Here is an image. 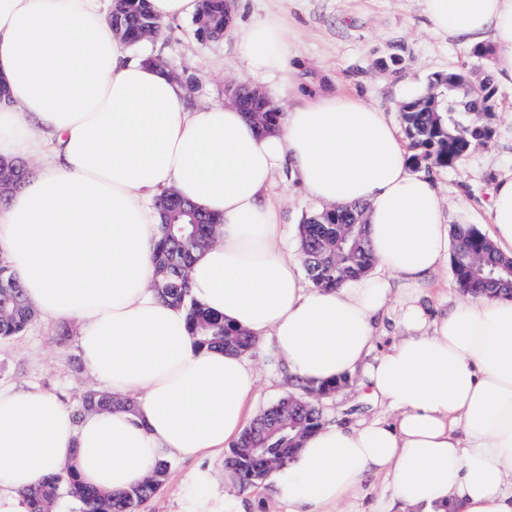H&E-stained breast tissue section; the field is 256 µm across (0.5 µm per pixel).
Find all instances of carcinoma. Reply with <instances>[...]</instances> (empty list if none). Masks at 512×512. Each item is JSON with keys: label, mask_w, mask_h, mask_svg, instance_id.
I'll return each mask as SVG.
<instances>
[{"label": "carcinoma", "mask_w": 512, "mask_h": 512, "mask_svg": "<svg viewBox=\"0 0 512 512\" xmlns=\"http://www.w3.org/2000/svg\"><path fill=\"white\" fill-rule=\"evenodd\" d=\"M111 22L116 33L132 46L143 43V30L151 28L158 37L163 29L148 9L147 0H116ZM194 23L199 39L223 38L229 23L224 0H201ZM472 53L481 61L478 80L471 81L462 74L451 77L437 73L423 92L401 104L409 148L406 160L411 168H452L472 146L491 141L494 130L490 109L494 107L495 87L487 65L493 50L480 46ZM235 91L241 109L259 129L279 124L282 112L269 98L247 86H237ZM164 198L165 204L158 208L161 234L154 246L159 296L185 307L187 328L200 346L231 352L249 348V336L189 299L188 268L195 253L214 241L219 221L173 193ZM299 234L304 270L316 288L338 287L373 267L368 224L361 207L315 210L305 216ZM451 271L457 287L467 294L489 290L512 294V259L502 256L474 224L453 225ZM34 316L8 262L1 257L0 339L22 334ZM332 389V385L302 387L310 396L303 398L307 407L294 412L292 428L281 430L271 425L263 436L251 426L244 430L232 446L227 464L245 485L267 481L273 469L288 461V449L301 447L303 440L322 426L321 411L312 393ZM116 404L108 391L91 388L79 395L77 411L110 409ZM248 448H266L268 453L254 456L246 452ZM170 465L168 460L159 462L145 481L118 498L83 486L74 473L51 476L29 491L31 512H52L53 503L64 492L82 504L83 512H141L142 506L162 488Z\"/></svg>", "instance_id": "cac0c4a2"}]
</instances>
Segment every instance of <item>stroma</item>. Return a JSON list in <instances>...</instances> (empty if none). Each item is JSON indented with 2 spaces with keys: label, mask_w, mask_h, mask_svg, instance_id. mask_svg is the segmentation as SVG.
I'll list each match as a JSON object with an SVG mask.
<instances>
[{
  "label": "stroma",
  "mask_w": 512,
  "mask_h": 512,
  "mask_svg": "<svg viewBox=\"0 0 512 512\" xmlns=\"http://www.w3.org/2000/svg\"><path fill=\"white\" fill-rule=\"evenodd\" d=\"M242 7L245 19L276 15L287 24L290 65L301 88L361 97L395 122L402 101L424 91L433 74L466 73L475 66L470 47L430 31L424 0H243ZM143 50L195 78L190 107L223 103L229 85L257 84L280 109L290 103L288 87L280 78L260 82L246 70L235 33L208 42L198 39L193 21L174 22L167 24L161 41L145 44ZM391 53L405 58L395 73L376 65ZM496 99L491 142L469 152L455 167L429 172L447 224L472 223L488 229L489 190L498 177L512 173V93L498 90ZM274 193L288 226V241L298 245V226L316 205L286 172L277 177ZM60 331V326L37 319L24 334L0 340V383L37 384L75 402L92 381L77 361L74 337L60 338ZM249 358L260 374L253 402L258 414L295 386L277 361L272 342L255 347ZM359 382V377L348 378L322 398L325 423L355 426L391 419L390 410L366 399ZM199 468L210 470L216 483H223L224 456L199 462L174 460L161 492L143 512H178L191 490V475Z\"/></svg>",
  "instance_id": "stroma-1"
}]
</instances>
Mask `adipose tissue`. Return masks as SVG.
<instances>
[{"instance_id":"1","label":"adipose tissue","mask_w":512,"mask_h":512,"mask_svg":"<svg viewBox=\"0 0 512 512\" xmlns=\"http://www.w3.org/2000/svg\"><path fill=\"white\" fill-rule=\"evenodd\" d=\"M424 2L434 33L493 47L492 79L512 91V0ZM109 12L110 0H0V157L37 163L0 203V255L43 321L78 324L89 376L133 403L78 418L39 385L0 384V512H28V489L70 468L120 493L159 460L223 453L251 419L258 376L245 355L200 347L184 309L150 286L154 202L168 190L222 220L191 265L193 299L273 339L297 380L361 373L395 413L308 437L269 478L287 512H341L370 473L414 512H512V297L429 315L448 225L386 113L344 92L299 91L264 132L232 104L188 108L180 83L133 53ZM238 35L254 77L285 70L278 18ZM283 169L317 204L364 206L373 272L305 286L271 192ZM488 210V236L510 257L512 174L493 185ZM394 298L407 334L377 355Z\"/></svg>"}]
</instances>
